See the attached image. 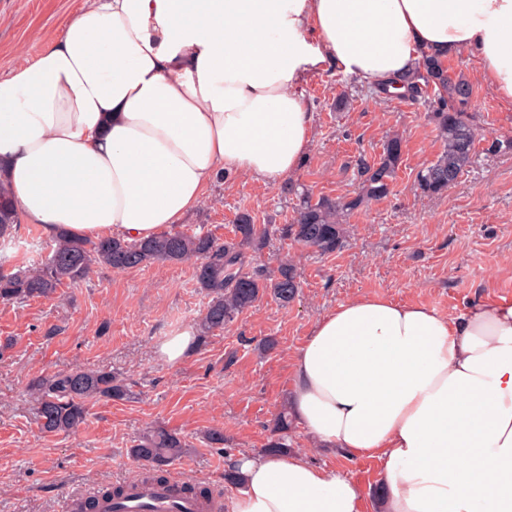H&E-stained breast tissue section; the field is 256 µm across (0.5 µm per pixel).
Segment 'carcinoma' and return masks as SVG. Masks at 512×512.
<instances>
[{"instance_id": "cac0c4a2", "label": "carcinoma", "mask_w": 512, "mask_h": 512, "mask_svg": "<svg viewBox=\"0 0 512 512\" xmlns=\"http://www.w3.org/2000/svg\"><path fill=\"white\" fill-rule=\"evenodd\" d=\"M405 87L403 96L424 99L431 108L442 150L416 177L417 191L435 197L448 190L470 165L476 138L468 109L473 90L463 79L448 74L443 59L427 53L418 67L398 80ZM402 163L401 140L387 141L379 160L361 163V187L346 200L320 197L312 201L303 195L281 235L321 255H331L344 247L348 225L344 218L369 201L385 198L392 189ZM18 224L14 193L8 181L0 178V242L13 240ZM267 243V230L242 213L235 224L234 239L220 243L208 234L164 232L140 242L108 237L97 240L72 236L66 232L55 237L48 258L31 268L8 270L0 264V301L22 303L49 297L64 284H75L88 277L96 264L117 271L157 261L182 263L197 261L196 281L208 297L199 321V337L205 339L224 329L240 314L269 296L282 306L293 302L300 281L293 260L281 263L277 274L267 277L243 271L247 254L261 252ZM34 401L35 417L42 433L58 435L76 431L87 420L89 403L99 398L124 400L130 390L125 381L111 371L76 368L51 377L35 376L28 383ZM289 428L288 409L275 421L273 436L263 448L266 453H286L288 443L281 432ZM189 443L175 431L156 425L146 431L131 448L134 458L146 462L147 481H167V467L186 453Z\"/></svg>"}]
</instances>
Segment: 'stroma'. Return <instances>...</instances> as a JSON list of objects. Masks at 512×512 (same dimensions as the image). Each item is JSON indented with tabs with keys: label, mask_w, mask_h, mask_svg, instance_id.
I'll use <instances>...</instances> for the list:
<instances>
[{
	"label": "stroma",
	"mask_w": 512,
	"mask_h": 512,
	"mask_svg": "<svg viewBox=\"0 0 512 512\" xmlns=\"http://www.w3.org/2000/svg\"><path fill=\"white\" fill-rule=\"evenodd\" d=\"M85 4L0 0V78L61 35ZM446 64L473 88L469 111L480 136L472 163L443 195L420 196L415 185L419 170L441 151L426 106L402 97L376 99L356 76L319 70L302 86L313 112V137L300 169L276 185L219 176L176 223V230L224 242L233 238L235 219L244 212L274 230L290 222L301 190L315 199L355 196L361 162L377 161L385 143L399 138L403 156L392 192L348 217L343 250L321 256L274 232L263 252L248 260L247 272L267 274L294 260L301 293L290 306L263 298L171 365L158 355V345L194 327L208 302L194 262H155L122 272L100 266L52 297L0 302V512H63L65 500L134 479L141 464L128 450L156 424L190 443L171 479L203 482L231 502L238 489L224 480L226 457L264 448L277 413L288 404L290 359L322 315L365 295L425 304L451 320L474 302L512 299V149H489L493 140L512 139V106L483 80L471 53L459 52ZM342 95L349 103L340 111L336 99ZM16 238L6 250L16 267L45 260L54 245L23 221ZM267 337L278 346L263 355L257 345ZM76 367L118 373L133 394L90 402L76 432L41 434L29 379ZM210 429L223 431L228 450L205 440ZM288 443L311 462L350 476L366 493V512H375L380 477L374 459H348L318 447L296 423Z\"/></svg>",
	"instance_id": "obj_1"
}]
</instances>
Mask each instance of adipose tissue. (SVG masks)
Segmentation results:
<instances>
[{
    "instance_id": "ef3b65f1",
    "label": "adipose tissue",
    "mask_w": 512,
    "mask_h": 512,
    "mask_svg": "<svg viewBox=\"0 0 512 512\" xmlns=\"http://www.w3.org/2000/svg\"><path fill=\"white\" fill-rule=\"evenodd\" d=\"M426 51L474 54L512 102V0H92L0 78V169L46 237L147 240L218 173L298 171L307 70L378 87ZM290 372L304 431L377 461L382 512H512V301L451 321L360 297L313 323ZM237 461L231 512L365 510L357 482L304 454Z\"/></svg>"
}]
</instances>
